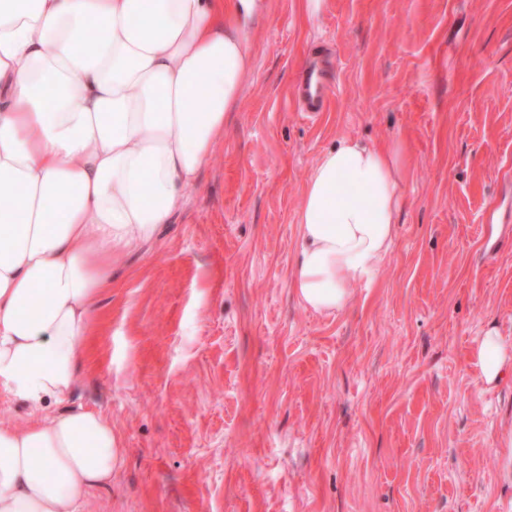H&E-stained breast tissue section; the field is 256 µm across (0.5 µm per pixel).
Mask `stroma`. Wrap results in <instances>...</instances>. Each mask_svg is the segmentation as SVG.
Segmentation results:
<instances>
[{
    "instance_id": "35a3bbf8",
    "label": "stroma",
    "mask_w": 512,
    "mask_h": 512,
    "mask_svg": "<svg viewBox=\"0 0 512 512\" xmlns=\"http://www.w3.org/2000/svg\"><path fill=\"white\" fill-rule=\"evenodd\" d=\"M248 33L198 186L100 301L72 403L124 458L82 512H512V372L471 359L488 328L512 345V0H269ZM311 62L334 93L308 118ZM343 138L401 145L405 203L374 281L319 314L295 218Z\"/></svg>"
}]
</instances>
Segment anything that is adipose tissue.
<instances>
[{"label": "adipose tissue", "instance_id": "obj_1", "mask_svg": "<svg viewBox=\"0 0 512 512\" xmlns=\"http://www.w3.org/2000/svg\"><path fill=\"white\" fill-rule=\"evenodd\" d=\"M266 0H0V389L38 420L0 425V512H80L123 450L103 414L42 417L87 382L86 339L114 262L183 209L254 65ZM398 150L345 139L315 162L292 288L345 309L391 252ZM486 385L512 347L485 332Z\"/></svg>", "mask_w": 512, "mask_h": 512}]
</instances>
